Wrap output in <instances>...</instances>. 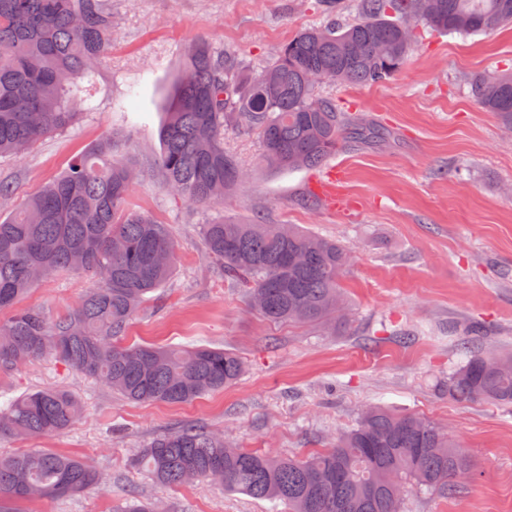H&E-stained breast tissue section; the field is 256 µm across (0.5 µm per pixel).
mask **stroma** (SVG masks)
Returning a JSON list of instances; mask_svg holds the SVG:
<instances>
[{"instance_id": "1", "label": "stroma", "mask_w": 512, "mask_h": 512, "mask_svg": "<svg viewBox=\"0 0 512 512\" xmlns=\"http://www.w3.org/2000/svg\"><path fill=\"white\" fill-rule=\"evenodd\" d=\"M112 49L98 69L95 106L20 158H0L14 196L9 216L69 160L104 138L134 162L132 208L167 224L177 261L148 294L123 343L207 345L237 353L233 385L186 404L129 402L51 356L0 372V404L43 387L63 388L84 407L72 429L0 441V453L46 449L77 456L100 480L58 500L17 503L18 512H116L129 497H153L169 512H284L208 481L162 488L131 467L148 443L198 423L238 447L303 456L334 444L363 406L427 418L471 456L473 474L443 497L407 490L403 512H512V405H459L442 385L464 359L470 326L490 354L512 353V127L477 104L468 80L512 67V26L461 36L427 31L406 62L378 84L322 87L342 111L391 130L387 146H349L316 170L272 169L256 133L229 129L224 147L247 173L222 205L173 198L157 164L170 79L187 47L205 41L256 69L322 20L317 0H111ZM317 207L306 203L308 195ZM296 224L350 250L341 285L347 321L273 324L245 301L208 256L201 225L217 217ZM95 283L53 275L21 301L57 318Z\"/></svg>"}]
</instances>
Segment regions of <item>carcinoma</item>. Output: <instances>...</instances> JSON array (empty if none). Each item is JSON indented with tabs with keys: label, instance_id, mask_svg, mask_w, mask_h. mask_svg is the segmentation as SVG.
Returning a JSON list of instances; mask_svg holds the SVG:
<instances>
[{
	"label": "carcinoma",
	"instance_id": "obj_1",
	"mask_svg": "<svg viewBox=\"0 0 512 512\" xmlns=\"http://www.w3.org/2000/svg\"><path fill=\"white\" fill-rule=\"evenodd\" d=\"M107 0H0V157L20 156L93 109L98 64L112 46ZM361 18L329 19L296 34L258 71L197 42L185 52L167 94L158 163L167 190L214 207L245 172L224 149L241 122L260 138L274 169H311L346 144L377 146L389 130L348 118L320 85L383 83L420 38L487 33L512 24V0H359ZM473 98L512 125V69L470 80ZM135 171L112 156V139L74 157L67 169L0 220V369L47 353L129 401L183 404L224 389L244 373L235 353L206 345H125L120 341L148 293L176 263L167 225L127 206ZM207 254L245 288L248 304L272 322L340 319L343 244L291 224L218 219L201 226ZM95 281L75 307L50 320L17 303L55 273ZM448 399L512 404V355L472 353L442 385ZM82 405L68 391L24 393L0 407V439L73 427ZM136 464L159 485L196 478L288 512H403L410 486L456 492L473 462L436 424L376 405L363 408L333 447L278 458L235 448L204 427L185 425L154 440ZM98 479L81 459L46 450L0 454V501L75 495Z\"/></svg>",
	"mask_w": 512,
	"mask_h": 512
}]
</instances>
